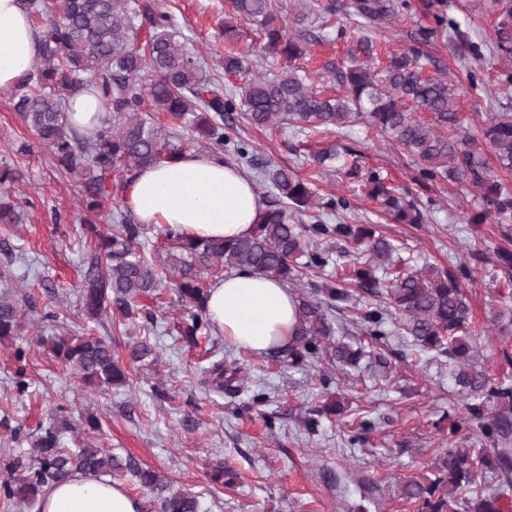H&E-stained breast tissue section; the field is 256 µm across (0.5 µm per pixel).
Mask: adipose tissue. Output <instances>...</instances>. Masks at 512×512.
Listing matches in <instances>:
<instances>
[{
    "label": "adipose tissue",
    "instance_id": "obj_1",
    "mask_svg": "<svg viewBox=\"0 0 512 512\" xmlns=\"http://www.w3.org/2000/svg\"><path fill=\"white\" fill-rule=\"evenodd\" d=\"M38 32L22 0H0V90L32 66ZM123 204L138 223L176 228L196 239L233 240L253 229L263 208L253 181L221 159L188 151L141 169ZM206 315L237 349L262 355L288 343L300 312L288 286L249 272L212 284ZM141 498L105 475L77 472L45 488L40 512H142Z\"/></svg>",
    "mask_w": 512,
    "mask_h": 512
}]
</instances>
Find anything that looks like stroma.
Listing matches in <instances>:
<instances>
[{
    "mask_svg": "<svg viewBox=\"0 0 512 512\" xmlns=\"http://www.w3.org/2000/svg\"><path fill=\"white\" fill-rule=\"evenodd\" d=\"M157 2L194 36L213 73L222 74L229 53L248 55L254 70L265 71L256 55L261 41L256 25L241 20L235 33L224 30L231 0ZM340 2L331 28L319 29L314 21L289 27L310 38L302 65L326 95L337 88L327 67L348 57L347 34L358 27L373 42L377 66L411 48L421 54L426 74L444 66L450 79L461 84L475 75L476 89L458 101L471 133H479L491 113H512V87L504 83L512 73V53L497 48L493 0H448V16L482 46L478 61L454 58L448 38L427 43L417 36L419 27L433 23L423 14V0H394L397 16L377 26L362 23L354 0ZM237 131L263 160L294 168L322 196H341L349 189L344 174L326 175L316 165L314 156L322 150H350L363 169L383 171L404 200L423 210L424 222L397 221L364 194L347 220L375 225L413 266L447 268L449 262L468 260L481 242L491 251L512 250V237L504 238L495 220L470 223L475 188L422 180L412 159L376 131L361 126L328 134L288 126L261 131L242 122ZM25 143L30 146L26 152L21 149ZM1 162L17 170L16 186L31 200L22 223L0 224V251L10 250L13 273L26 275L24 293L34 308L21 335L0 343V457L30 454L33 432L60 407L71 419L90 413L102 423L98 430L64 432L66 447L88 443L122 459L134 457L141 466L167 475L173 489L196 495L205 512H414L398 495L404 478L427 472L438 450L447 446L490 447L477 422L467 417L447 358L415 355L410 338L400 335L393 319L384 325L387 337L380 348L388 367L368 355L343 371L325 361L292 367L268 354L252 355L230 346L217 332L188 347L177 332L185 311L169 290L147 300L155 316L130 320L115 310L102 324H83L76 295L92 248L77 220L82 199L54 170L48 153L35 146L7 92H0ZM56 211L62 223H52ZM472 269L466 294L475 364L494 379L512 376V365L503 360L504 352L512 353V340L497 336L486 319L491 307L512 305V288L493 283L484 264L473 263ZM89 335L114 338L116 356L129 376L127 386L96 391L74 378L45 345L57 336ZM142 341L158 355L153 365L131 359L132 346ZM19 349L24 352L20 360L15 357ZM216 361L242 366L238 396L202 386L204 369ZM325 375L331 379L326 388L321 385ZM19 376L28 384L22 394L14 386ZM261 391L266 400L254 401ZM313 409L320 415L311 429L305 416ZM363 420L371 422V429L351 442L354 427Z\"/></svg>",
    "mask_w": 512,
    "mask_h": 512,
    "instance_id": "1",
    "label": "stroma"
}]
</instances>
